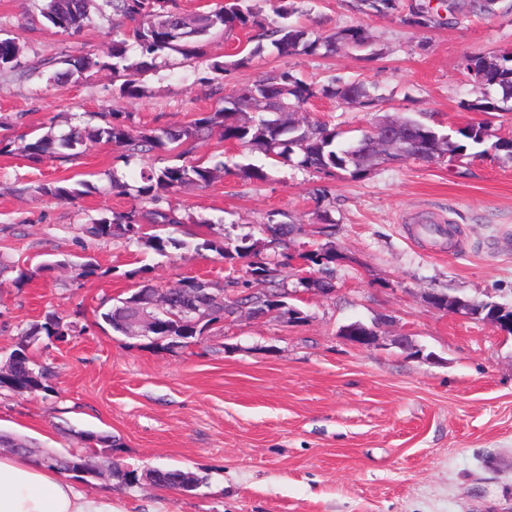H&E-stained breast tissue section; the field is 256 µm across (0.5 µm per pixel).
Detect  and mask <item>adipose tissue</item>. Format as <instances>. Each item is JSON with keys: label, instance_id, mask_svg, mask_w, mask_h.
I'll return each mask as SVG.
<instances>
[{"label": "adipose tissue", "instance_id": "adipose-tissue-1", "mask_svg": "<svg viewBox=\"0 0 512 512\" xmlns=\"http://www.w3.org/2000/svg\"><path fill=\"white\" fill-rule=\"evenodd\" d=\"M0 512H120L111 497L91 492L26 455L0 456Z\"/></svg>", "mask_w": 512, "mask_h": 512}]
</instances>
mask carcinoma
I'll return each mask as SVG.
<instances>
[{
    "label": "carcinoma",
    "mask_w": 512,
    "mask_h": 512,
    "mask_svg": "<svg viewBox=\"0 0 512 512\" xmlns=\"http://www.w3.org/2000/svg\"><path fill=\"white\" fill-rule=\"evenodd\" d=\"M303 0H274L271 19L258 0H223L204 12L186 14L177 0H104L112 9V15L120 18L115 26L112 46L108 57L110 67L124 78L121 94L137 97L142 93L140 80L157 68V59L165 51L175 52L185 60L197 58L207 41L215 36L229 38L236 31H253L258 43L251 54L263 50V42H269L282 56L330 55L342 49L365 53V58L377 56L365 30L359 26L340 27L332 32L314 33L304 26L290 21L299 11ZM89 0H47L40 8V16L46 26L61 31H80L92 23L88 11ZM498 0H440L433 7L426 0H355L357 11L365 15L396 14L401 21L413 28H436L452 24L458 15L492 14ZM135 46L137 58L128 56L129 46ZM18 47L11 38L0 39V70L15 67ZM469 66L482 70L486 75L483 87L501 92V99L484 95L483 99L469 105L475 111L492 112L499 103L512 98V55L467 57ZM71 71L83 73L101 66L100 61L85 55L67 59ZM347 103H360L372 107L377 96L369 86L355 80L334 78L317 89L288 70L262 76L233 95L224 96V107L179 127L158 129L128 125L120 112H103V125L88 131L74 129L61 136L48 131L25 143L22 152L38 163L55 157L60 150L68 156L84 153L97 143L110 144L120 150L117 159L125 166L140 160L142 155L162 150L175 153L182 163L163 168L143 167L135 184L131 185L112 171V189L150 204L148 208L133 207L127 211H114L109 216L94 219L86 232L97 239H123L166 256L169 250L187 247L195 251L210 250L226 258L230 257L224 242L211 239L194 231L186 224L179 209L172 204L170 195L182 187L207 188L224 170V164L210 166L199 159H189L194 142L204 136H218L246 149L258 148L266 155L282 158V164L298 169L336 176L344 171L359 178L371 171L372 165L363 158H349L348 149L336 145L339 133L319 120H303L298 112L317 95ZM247 112L249 118H241ZM409 130L407 158L435 162L454 158L468 148L486 144L488 130L482 123H472L456 130V135L442 132L436 126L413 116H398ZM172 228L180 233L176 237L158 228ZM260 232L269 243L288 246L291 239L302 233L300 226L285 224L273 219L260 225ZM338 254L333 245L319 244L315 250L300 255L309 268V277L299 279L304 288L325 291L332 287ZM243 280L233 275L225 277L221 284L198 277H185L177 286L169 289V313L162 316L153 332V345L171 349L177 344L186 347L190 340L207 333L212 326L234 315L241 306L264 309L288 303V289L278 281L277 267L263 261H251ZM157 291L141 286L127 298L100 314L101 319L116 333H123L121 319L130 315L140 305L150 301ZM70 326L53 314L44 322L35 323L21 333L17 348L10 358L16 360L14 379L0 380V391L22 394V388L33 383L41 389L48 388L51 372L39 364L30 354L32 338L44 335L60 340L68 335ZM102 449L96 453L97 465L107 467L112 458V437L98 436ZM85 456L72 454L62 457L47 453L42 464L49 469H66L72 472L84 461Z\"/></svg>",
    "instance_id": "1"
}]
</instances>
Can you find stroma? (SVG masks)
I'll list each match as a JSON object with an SVG mask.
<instances>
[{"label":"stroma","instance_id":"obj_1","mask_svg":"<svg viewBox=\"0 0 512 512\" xmlns=\"http://www.w3.org/2000/svg\"><path fill=\"white\" fill-rule=\"evenodd\" d=\"M103 8L90 0L94 25L61 33L43 26L35 0H0V38L19 47L17 69L0 71V140L11 144L0 153V261L33 274L24 283L0 277V362L45 313L72 326L64 340L33 344L35 360L53 370L51 389L1 395L0 434L26 440L37 458L92 454L81 433L108 434L114 458L135 472L180 469L203 479L184 493L143 479L120 487L81 478L125 512H512V335L427 300L438 292L512 308V163L471 151L453 162L385 163L354 179L284 166L214 137L196 142L194 157L225 171L206 189L178 190L173 204L211 221V237H226L229 247L246 234L257 241L258 259L279 263L304 319L243 311L171 351L112 332L101 312L145 283L223 282L224 258L191 249L160 256L88 235L90 218L134 204L112 191V146L40 163L20 150L24 136L94 127L110 109L131 113L138 127L183 125L221 108L212 88L230 96L280 70L320 85L336 76L375 87L370 109L322 96L306 105L341 143L387 114L423 112L450 133L482 120L469 105L485 91L465 81L462 63L512 52V11L413 29L394 14L354 12L349 0H305L299 24L318 33L363 26L379 57H285L267 45L248 63L217 71L229 49L218 37L187 63L158 58L141 96L126 98L104 65L113 21L100 17ZM65 54L102 65L61 77ZM244 164L264 168L268 180L241 178ZM63 180L85 182L83 194L59 201L39 190ZM271 216L304 229L287 250L290 264L262 239L259 226ZM324 216L340 259L333 290L314 295L299 285L295 255ZM441 222L451 234L424 232ZM79 252L95 258L96 275L64 265ZM357 320L378 324L380 346L358 349L341 336ZM400 335L423 357L395 347Z\"/></svg>","mask_w":512,"mask_h":512}]
</instances>
